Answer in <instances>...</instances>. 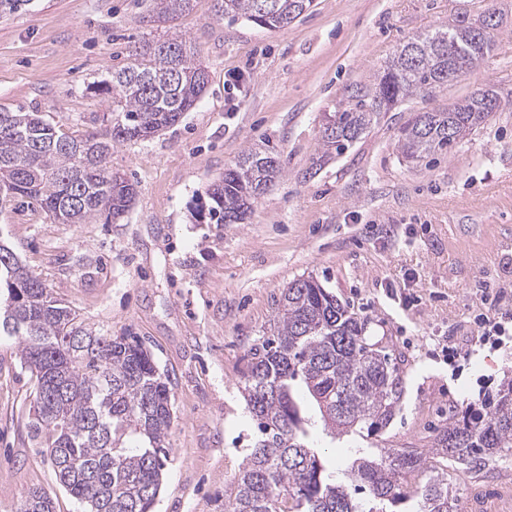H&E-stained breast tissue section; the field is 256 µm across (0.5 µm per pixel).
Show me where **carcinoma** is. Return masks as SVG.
I'll list each match as a JSON object with an SVG mask.
<instances>
[{"label":"carcinoma","mask_w":512,"mask_h":512,"mask_svg":"<svg viewBox=\"0 0 512 512\" xmlns=\"http://www.w3.org/2000/svg\"><path fill=\"white\" fill-rule=\"evenodd\" d=\"M148 18L165 23L193 11L197 0H151ZM313 0H216L211 18L243 17L284 29ZM477 23L457 19L405 42L383 71L357 86L345 108L321 131L322 157L339 155L404 101L448 85V66L476 69L494 48L498 21L484 37ZM208 67L187 38L145 40L132 61L112 73L109 124L66 132L40 112L0 108V209L26 199L59 224H110L128 210L136 191L109 165L112 149L147 139L179 121L199 101ZM505 103L481 90L444 109L415 113L400 127L397 150L408 163L450 153ZM282 173L271 151L248 150L224 170L201 206L215 224H239ZM18 339L21 366L35 381L28 429L60 485L84 512H152L172 449V392L151 352L138 340L112 336L47 290L14 251L0 245V333ZM243 393L258 435L246 453L224 512H387L414 498L419 512H457L448 475L408 485L441 455L467 470L512 455V377L479 409L442 427L431 448L359 453L336 481L311 440L315 426L294 394L302 384L316 402L323 431L334 438L381 430L399 410L403 378L383 350L365 336L356 313L311 276L281 292L270 334L251 347ZM21 512H55L33 490Z\"/></svg>","instance_id":"cac0c4a2"}]
</instances>
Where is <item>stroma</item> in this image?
<instances>
[{
    "mask_svg": "<svg viewBox=\"0 0 512 512\" xmlns=\"http://www.w3.org/2000/svg\"><path fill=\"white\" fill-rule=\"evenodd\" d=\"M150 0H26L0 13V107L62 128L103 127L99 82L158 36ZM494 6L497 45L476 70L405 101L320 170V130L350 88L368 82L410 37ZM197 0L175 28L209 71L197 105L110 163L137 195L120 223L60 224L39 204L0 211V243L89 322L143 342L172 389L173 452L153 512H224L254 422L241 393L251 346L283 288L313 276L396 359L400 410L380 432L313 438L333 471L359 448H428L452 414L512 377V330L480 321L512 309V0H314L288 28L216 21ZM491 85L510 104L454 149L417 165L397 151L413 113ZM272 147L282 175L239 224L197 216L208 187L251 148ZM34 391L18 344L0 334V512L29 491L79 512L28 433ZM444 471L460 512L512 504V457Z\"/></svg>",
    "mask_w": 512,
    "mask_h": 512,
    "instance_id": "stroma-1",
    "label": "stroma"
}]
</instances>
